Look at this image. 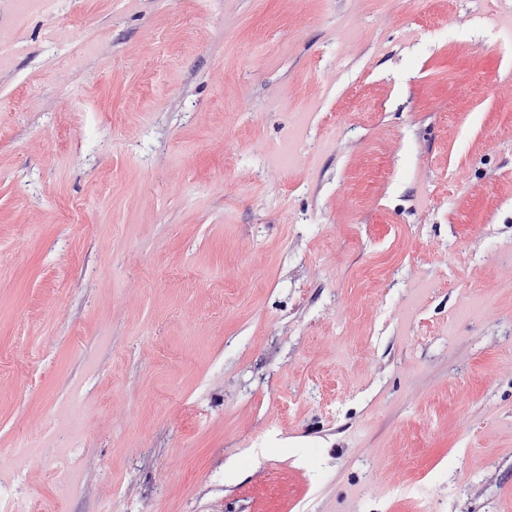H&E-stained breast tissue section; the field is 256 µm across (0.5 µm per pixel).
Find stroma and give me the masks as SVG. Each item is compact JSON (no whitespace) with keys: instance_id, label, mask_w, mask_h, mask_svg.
Returning <instances> with one entry per match:
<instances>
[{"instance_id":"obj_1","label":"stroma","mask_w":512,"mask_h":512,"mask_svg":"<svg viewBox=\"0 0 512 512\" xmlns=\"http://www.w3.org/2000/svg\"><path fill=\"white\" fill-rule=\"evenodd\" d=\"M0 29V512H512V0Z\"/></svg>"}]
</instances>
